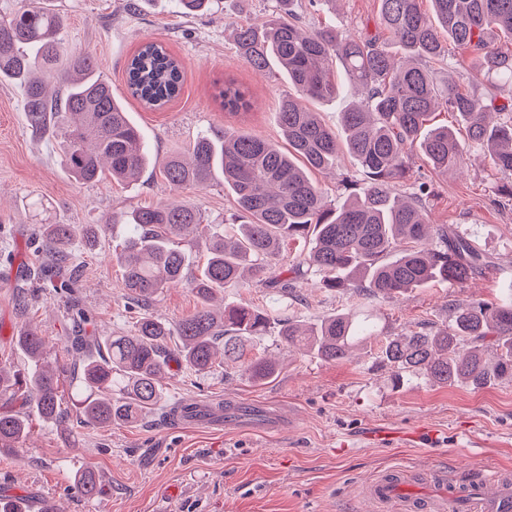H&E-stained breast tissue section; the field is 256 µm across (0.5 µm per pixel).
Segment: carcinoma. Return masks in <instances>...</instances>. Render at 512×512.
Returning a JSON list of instances; mask_svg holds the SVG:
<instances>
[{
	"label": "carcinoma",
	"mask_w": 512,
	"mask_h": 512,
	"mask_svg": "<svg viewBox=\"0 0 512 512\" xmlns=\"http://www.w3.org/2000/svg\"><path fill=\"white\" fill-rule=\"evenodd\" d=\"M296 0H275L271 19L236 28L237 53L253 70L276 62L292 92L277 112L288 147L230 128L201 136L188 156L175 154L162 164L171 189L204 185L222 178L236 202L234 223L209 235L205 266L191 271L188 246L204 223L199 209L162 200L126 215L129 237L116 254L122 269L123 298L143 310L164 289L185 283L196 295V312L169 323L143 311L120 336L71 342L74 356L93 349L96 356L72 371L79 414L89 426L132 422L158 408L166 417L163 379L171 363L206 375L217 354L255 383L276 377L279 363L259 351L274 326L278 342L313 351L324 361H342L361 345L375 343L381 362L397 369L393 386L404 377L424 376L439 384L479 388L512 380V297L452 303L448 321L409 333H391L372 323L357 324L337 312L308 325L282 316L273 307L250 301L211 308L225 287L262 286L288 294L275 274L276 261L290 240L310 241L291 273L313 271L321 287L350 289L367 298L393 297L434 281L462 285L490 267L477 242L425 214L430 185L414 174L413 152L436 173L460 169L477 150L488 155L507 178L499 193L512 202V0H379V31L352 35L336 27L310 30L295 9ZM66 18L49 0H10L0 7V82L23 88L32 133L55 140L71 177L95 184L139 178L150 164L139 129L122 100L100 73L94 55L70 47ZM469 50L477 69L495 81L487 95L470 93L452 80L440 87L421 62L440 60L443 38ZM364 98L342 113L341 133L329 129L309 102L339 90L335 62ZM128 93L150 109H161L182 92L184 64L158 41H146L128 60ZM57 90L49 92L48 79ZM224 109L250 107L234 80L219 92ZM438 111L456 114L466 128L429 125ZM504 119L495 125L488 113ZM347 154L362 180L345 177L347 197L340 206L325 201L311 172L336 166ZM413 180L409 200L396 187ZM76 234L72 224H49L42 253L66 260ZM17 346L29 364L25 374L0 363V454L16 451L29 433L28 417L14 404H34L45 421L62 418L58 377L45 361L43 338L19 331ZM73 489L85 498L100 488L89 471L74 475ZM0 512H28L23 498L0 495Z\"/></svg>",
	"instance_id": "carcinoma-1"
}]
</instances>
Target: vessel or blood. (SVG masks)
Here are the masks:
<instances>
[{"label":"vessel or blood","mask_w":512,"mask_h":512,"mask_svg":"<svg viewBox=\"0 0 512 512\" xmlns=\"http://www.w3.org/2000/svg\"><path fill=\"white\" fill-rule=\"evenodd\" d=\"M434 477L442 487L436 498L403 497L413 475L400 468L377 475L364 487L363 495L385 510L397 505L402 512H453L461 504L467 512H512V474L488 471L463 479L449 477L442 469Z\"/></svg>","instance_id":"vessel-or-blood-1"}]
</instances>
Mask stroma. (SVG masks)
Masks as SVG:
<instances>
[{
	"instance_id": "stroma-1",
	"label": "stroma",
	"mask_w": 512,
	"mask_h": 512,
	"mask_svg": "<svg viewBox=\"0 0 512 512\" xmlns=\"http://www.w3.org/2000/svg\"><path fill=\"white\" fill-rule=\"evenodd\" d=\"M53 6L67 18V42L93 53L113 94L125 99L152 156L135 183H76L56 148L28 128L21 89L0 85V356L22 367L13 338L21 328L35 329L48 343L49 361L59 364L68 394L70 306L49 281L30 284L12 272L15 262L37 261L40 225L102 227L95 245L73 240L76 297L96 335L126 332L137 312L122 296L114 257L127 235L124 215L168 199L197 206L207 224H224L235 203L222 182L172 192L161 165L199 136L227 127L281 141L274 115L288 82L275 68L255 72L233 40L238 26L267 19L274 0H211L196 16L181 14L172 0H140L133 10L127 0H53ZM299 8L312 28L358 34L379 26L378 0H338L332 10L301 0ZM147 39L163 43L185 66L181 96L159 111L126 96V61ZM228 79L247 91L251 109L225 111L218 90ZM431 180L429 221L474 239L492 258L488 270L461 286L438 281L371 299L326 291L309 274L293 281L297 300L289 314L313 322L353 311L403 333L444 322L449 304L505 296L512 289V206L497 203L499 175L478 154L463 169ZM198 306L191 290L178 284L148 311L172 323ZM265 346L282 365L268 383L254 384L219 365L202 377L176 370L165 380L171 400L227 404L225 426L174 424L157 410L106 428L86 425L73 410L60 423L35 417L22 447L0 455V493L33 505L52 499L63 512H378L362 488L393 466L417 473L409 489L417 496L439 494V485L424 477L439 467L459 476L486 467L512 470V381L474 389L415 376L395 388L391 367L366 349L332 363L272 338ZM89 468L101 488L91 500L71 488L73 475Z\"/></svg>"
}]
</instances>
